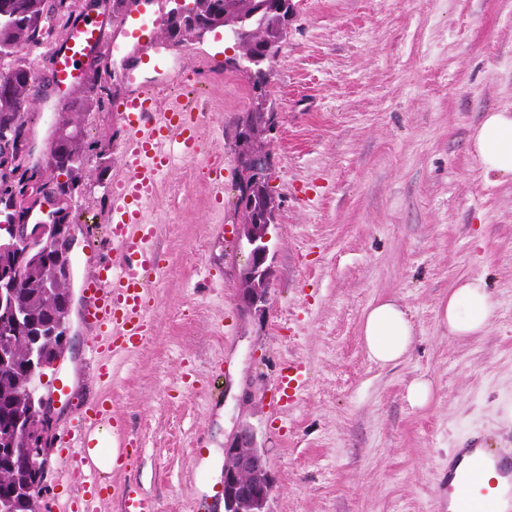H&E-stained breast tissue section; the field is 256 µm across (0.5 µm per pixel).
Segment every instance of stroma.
Masks as SVG:
<instances>
[{
	"instance_id": "obj_1",
	"label": "stroma",
	"mask_w": 512,
	"mask_h": 512,
	"mask_svg": "<svg viewBox=\"0 0 512 512\" xmlns=\"http://www.w3.org/2000/svg\"><path fill=\"white\" fill-rule=\"evenodd\" d=\"M273 64L269 183L281 200L272 231V285L262 317L242 315L235 283L237 120L253 104L226 67L228 38L171 51L178 81L205 117L204 148L160 180L146 215L165 268L151 288L152 336L111 355L103 384L98 337L74 316L72 341L46 371L55 434L109 397L124 459L104 481L132 485L158 512H212L224 444L242 421L259 431L274 482L272 512H448V456L512 448V176L483 175L471 135L485 113L512 111V0H292ZM117 97L83 122L109 160L76 198L74 280L110 260L101 242L110 190L125 174ZM224 161L215 200L210 160ZM486 283L487 331L450 336L438 305L463 281ZM392 298L415 333L406 359L373 362L364 312ZM307 369L293 400L281 366ZM431 380L433 401L406 388ZM203 455H194V447ZM53 447L42 512H60L79 474L59 483Z\"/></svg>"
}]
</instances>
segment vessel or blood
Instances as JSON below:
<instances>
[{
    "mask_svg": "<svg viewBox=\"0 0 512 512\" xmlns=\"http://www.w3.org/2000/svg\"><path fill=\"white\" fill-rule=\"evenodd\" d=\"M157 23L154 13L130 10L121 22L83 12L53 45L55 81L70 89L82 80L87 58L104 43L123 53L124 72L135 79L143 70L162 72L166 60L149 55L150 32ZM127 131L124 157L126 176L112 188L111 240L113 259L99 266L94 280L83 282L82 313L99 330L98 353L139 347L151 332L148 294L162 270L151 246L155 227L145 217V207L155 196L162 175L177 159L197 155L201 149V115L178 101L161 109L159 90L139 86L121 106ZM83 435H63L60 443L73 449L81 463H88V437L103 425L120 429L107 400L91 405L84 416ZM512 502V454L494 448H466L448 458V512H489L499 499ZM122 512H156L151 497L136 488L122 494Z\"/></svg>",
    "mask_w": 512,
    "mask_h": 512,
    "instance_id": "obj_1",
    "label": "vessel or blood"
}]
</instances>
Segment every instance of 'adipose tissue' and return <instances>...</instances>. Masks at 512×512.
I'll return each instance as SVG.
<instances>
[{
  "label": "adipose tissue",
  "instance_id": "ef3b65f1",
  "mask_svg": "<svg viewBox=\"0 0 512 512\" xmlns=\"http://www.w3.org/2000/svg\"><path fill=\"white\" fill-rule=\"evenodd\" d=\"M472 149L484 173L512 175V113L491 112L472 134ZM494 302L483 279H470L449 293L439 316L455 336H475L489 326ZM413 326L404 308L381 300L366 312L361 325L363 346L370 359L381 365L404 359L413 343Z\"/></svg>",
  "mask_w": 512,
  "mask_h": 512
}]
</instances>
